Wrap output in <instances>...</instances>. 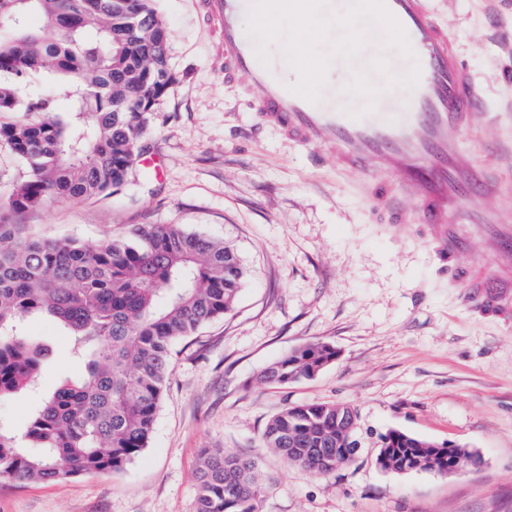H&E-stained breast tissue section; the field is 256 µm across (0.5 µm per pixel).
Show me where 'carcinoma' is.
<instances>
[{
	"label": "carcinoma",
	"instance_id": "1",
	"mask_svg": "<svg viewBox=\"0 0 512 512\" xmlns=\"http://www.w3.org/2000/svg\"><path fill=\"white\" fill-rule=\"evenodd\" d=\"M41 25L31 28L28 17ZM169 30L154 0H0V140L27 178L0 198V399L32 390L47 350L22 331L46 315L72 336L85 364L78 379L44 397L18 436L0 425V477L55 481L124 470L148 447L171 367V346L231 313L244 269L228 244L179 224H134L91 244L22 233L18 215L67 201L122 193L139 155L146 113L173 75ZM43 73L48 90L26 80ZM336 353L304 345L260 380L311 377ZM266 447L287 463L329 474L351 461L336 442V405H292L267 424ZM290 448H323L306 462ZM433 470L448 450L402 449ZM196 512H259L255 463L206 450Z\"/></svg>",
	"mask_w": 512,
	"mask_h": 512
}]
</instances>
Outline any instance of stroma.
Here are the masks:
<instances>
[{
	"label": "stroma",
	"instance_id": "stroma-1",
	"mask_svg": "<svg viewBox=\"0 0 512 512\" xmlns=\"http://www.w3.org/2000/svg\"><path fill=\"white\" fill-rule=\"evenodd\" d=\"M176 76L147 116L142 153L118 197L21 216L28 230L86 243L131 224H179L224 240L248 276L234 310L172 349L148 448L119 473L59 481L0 477V512H195L207 448L254 458L260 512H512V314L470 302L462 268L493 263L480 242L441 261L426 224L402 231L376 213L352 173L262 126L194 0H156ZM490 107L512 113V0H434ZM25 335L48 357L36 390L0 401L22 433L41 398L83 365L68 333L32 317ZM327 342L337 359L285 385L260 374L291 350ZM299 403L348 405L362 448L334 473L287 464L262 441L268 421ZM397 429L453 441L481 461L443 476L381 470V438Z\"/></svg>",
	"mask_w": 512,
	"mask_h": 512
}]
</instances>
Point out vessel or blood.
I'll return each instance as SVG.
<instances>
[{"label":"vessel or blood","instance_id":"b4317fda","mask_svg":"<svg viewBox=\"0 0 512 512\" xmlns=\"http://www.w3.org/2000/svg\"><path fill=\"white\" fill-rule=\"evenodd\" d=\"M198 2L219 35L216 51L224 57L225 81L257 91L253 104L262 124L300 149L333 155L359 177L374 208L391 213L399 229L431 225L439 258L466 249L469 237L461 227L475 225L500 264L463 270L472 288L470 300L481 309L512 310V292L501 271L512 263V220L497 204L503 185L466 163L459 148L460 135L476 134V111L486 99L431 0H384L405 30L411 52H370L358 58L370 70L384 61L390 73L400 75L418 62L420 74L410 97H403L401 84L383 77L372 99L353 96L335 83L318 103L290 92L276 67L256 59L241 24L248 0Z\"/></svg>","mask_w":512,"mask_h":512}]
</instances>
